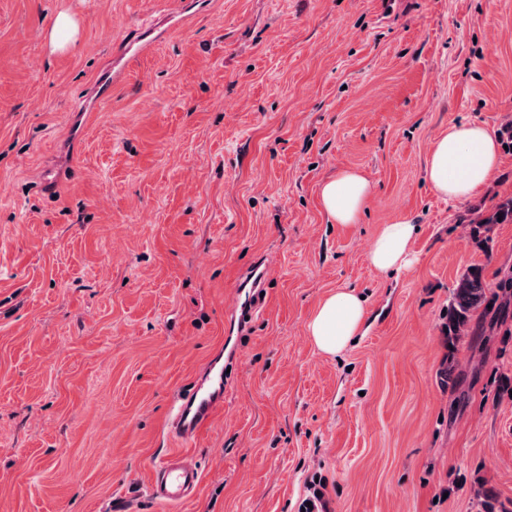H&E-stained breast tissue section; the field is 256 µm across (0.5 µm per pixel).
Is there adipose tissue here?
Wrapping results in <instances>:
<instances>
[{
    "mask_svg": "<svg viewBox=\"0 0 512 512\" xmlns=\"http://www.w3.org/2000/svg\"><path fill=\"white\" fill-rule=\"evenodd\" d=\"M501 164L498 142L479 122L450 125L434 142L426 169L433 191L451 200L480 192ZM374 187L359 171L342 170L320 186L323 210L332 223H357ZM417 226L412 216L401 215L383 225L367 253L368 263L385 273H397L412 265ZM366 324V309L352 289H341L320 300L308 324L317 349L333 356L343 351Z\"/></svg>",
    "mask_w": 512,
    "mask_h": 512,
    "instance_id": "obj_1",
    "label": "adipose tissue"
}]
</instances>
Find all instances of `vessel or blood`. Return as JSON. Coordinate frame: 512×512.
<instances>
[{
	"label": "vessel or blood",
	"mask_w": 512,
	"mask_h": 512,
	"mask_svg": "<svg viewBox=\"0 0 512 512\" xmlns=\"http://www.w3.org/2000/svg\"><path fill=\"white\" fill-rule=\"evenodd\" d=\"M265 283L264 267H256L246 274L241 299L230 315L235 327L245 328V316L258 306ZM223 405L224 353L219 350L181 391L173 410L172 436L185 442L194 440ZM200 480V468L192 457L176 455L152 465L149 494L159 503L178 506L192 498Z\"/></svg>",
	"instance_id": "1"
}]
</instances>
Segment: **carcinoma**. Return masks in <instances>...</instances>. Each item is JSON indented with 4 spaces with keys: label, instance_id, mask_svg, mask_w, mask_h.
<instances>
[{
    "label": "carcinoma",
    "instance_id": "1",
    "mask_svg": "<svg viewBox=\"0 0 512 512\" xmlns=\"http://www.w3.org/2000/svg\"><path fill=\"white\" fill-rule=\"evenodd\" d=\"M512 223V198L500 202L495 211L488 217L472 220L474 232L488 231L490 224ZM498 292L490 291L483 268L472 267L458 280L453 288L452 299L448 305V337L461 335L475 319L486 315V307L490 298L502 297L512 299V273L508 272L496 283Z\"/></svg>",
    "mask_w": 512,
    "mask_h": 512
}]
</instances>
